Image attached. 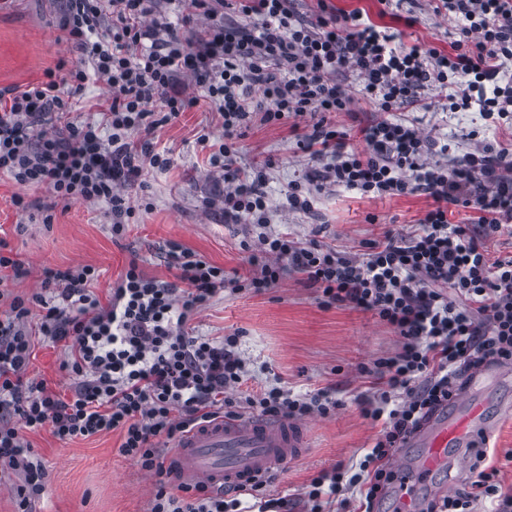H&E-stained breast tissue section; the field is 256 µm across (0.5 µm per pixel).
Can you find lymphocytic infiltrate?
Here are the masks:
<instances>
[{"instance_id":"obj_1","label":"lymphocytic infiltrate","mask_w":512,"mask_h":512,"mask_svg":"<svg viewBox=\"0 0 512 512\" xmlns=\"http://www.w3.org/2000/svg\"><path fill=\"white\" fill-rule=\"evenodd\" d=\"M178 22L157 0H64L59 38L76 50L44 82L0 90V176L21 188L47 189L56 202L105 205L113 238H122L133 208L124 194L146 168L167 169L156 130L199 103L220 115L209 165L224 174V221L259 230L248 277L228 276L196 252H169L177 281L145 275L130 263L108 302L92 287L90 265L46 269L41 289L13 296L0 313V462L23 475L17 512H29L44 490V465L25 434L51 426L60 440L121 434L118 452L156 478L151 512H288L287 500L247 490L178 494L162 441L246 407L257 416L300 420L333 412L327 389L304 393L264 385L238 401L230 390L249 375L238 338L185 332L189 317L222 288L261 293L290 272L304 275L323 306L368 311L400 339L376 359L374 393L362 414L381 430L359 463L322 471L305 493L310 512L359 491L363 512H376L393 480L389 462L422 421L452 403L464 372L494 361L512 365V257L491 259L488 244L512 232V148L482 147L452 164L434 161L435 142L418 121L393 118L418 104L421 90L445 91L452 112L477 109L491 127L512 131V83L499 74L512 62V0H431L436 15L460 22L449 48L406 45L362 10L338 11L319 0L315 18L291 0H177ZM237 11L226 19V9ZM356 73L359 93L379 113L361 127L365 151L350 149L328 114L351 102L338 75ZM89 82L106 87L99 118L71 121ZM310 117L297 145L315 166L288 187L287 209L312 213L315 196L336 186L365 196L423 194L433 205L407 235L387 233L368 253L351 255L317 241L270 231L273 209L266 172L237 165L239 140L258 122ZM468 210L452 221L453 209ZM66 342L67 395L30 378L27 323ZM487 440L471 454L467 488L426 505V512H512L487 463Z\"/></svg>"}]
</instances>
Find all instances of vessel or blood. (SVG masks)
I'll return each mask as SVG.
<instances>
[{
  "label": "vessel or blood",
  "mask_w": 512,
  "mask_h": 512,
  "mask_svg": "<svg viewBox=\"0 0 512 512\" xmlns=\"http://www.w3.org/2000/svg\"><path fill=\"white\" fill-rule=\"evenodd\" d=\"M512 367L483 365L454 407H440L410 434L414 457L396 455L390 464L401 512H419L411 486L438 485L448 469L465 470L474 439L489 433L487 385L507 382ZM307 427L292 420L224 417L203 424L177 440L168 464L179 484L208 491L250 486L306 451Z\"/></svg>",
  "instance_id": "b4317fda"
}]
</instances>
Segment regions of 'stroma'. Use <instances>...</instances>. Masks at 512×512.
<instances>
[{"instance_id":"35a3bbf8","label":"stroma","mask_w":512,"mask_h":512,"mask_svg":"<svg viewBox=\"0 0 512 512\" xmlns=\"http://www.w3.org/2000/svg\"><path fill=\"white\" fill-rule=\"evenodd\" d=\"M382 7L391 14L415 17V25L402 30L404 44L446 48L459 37L455 22L435 15L429 0H387ZM60 8L61 0H0V89L38 83L46 71L71 59L70 48L58 39ZM342 83L352 101L348 111L329 114L328 121L346 132L352 148L361 150L365 143L359 128L375 107L358 96L355 74L344 76ZM394 116L419 119L425 134L436 141L439 151L434 158L440 162L478 146L512 143L511 132L488 128L477 110L448 111L443 93L435 89L422 91L420 105L401 108ZM203 130L219 133L220 118L202 104L157 131L159 146L169 152L170 166L144 175L143 185L127 189L135 214L119 240L113 239L102 207L57 204L45 190L22 191L0 179V238L26 269L23 277L10 283V293L37 289L45 269L78 264L99 270L94 291L103 302L133 261L146 275L173 281L178 271L168 265L167 254L174 243L227 272L247 274L244 247L256 245V233L246 224L225 223L224 181L209 166L208 149L197 141ZM241 144L242 170L272 161L267 191L278 208L275 220L280 230L303 241L314 239L342 252L362 254L368 244L383 241L387 231L410 232L432 205L420 194L368 198L331 187L321 192L313 214L285 212L281 204L289 183L302 181L310 165L289 125L252 124ZM19 193L28 211L14 205ZM49 206L55 220L47 225L41 215ZM28 330L32 340L28 376L43 380L53 392L67 393L68 374L60 367L63 344L40 336L37 323H30ZM185 330L192 336H238V349L251 373L242 392L277 379L297 391L334 392L335 411L305 420L307 455L288 462L265 487L267 497L287 498L290 512H307L303 492L314 475L357 462L373 444L378 429L363 417L359 403L370 387L361 369L399 345L398 337L373 313L323 306L316 290L292 274L260 294L218 292L191 317ZM501 402L512 403V385L497 386L487 408L494 423L489 439L492 464L500 471L503 491L512 494V462L504 458L512 450V414L498 412ZM27 438L32 452L45 463V490L33 512H149L155 478L119 455V432L62 441L45 427Z\"/></svg>"}]
</instances>
